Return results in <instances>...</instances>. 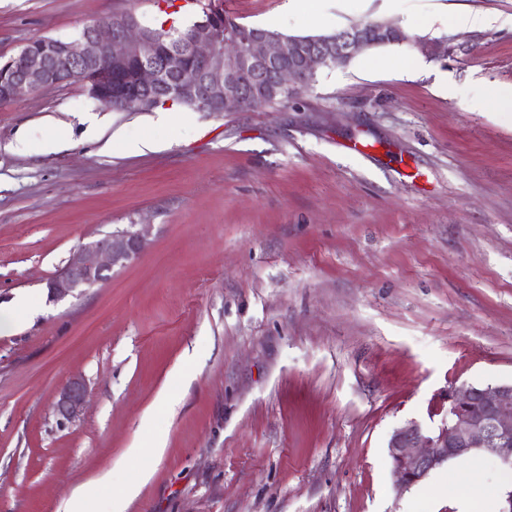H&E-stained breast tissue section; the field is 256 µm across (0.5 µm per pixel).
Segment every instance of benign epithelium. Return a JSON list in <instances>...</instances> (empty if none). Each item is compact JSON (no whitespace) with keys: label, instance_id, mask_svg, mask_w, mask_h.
I'll return each mask as SVG.
<instances>
[{"label":"benign epithelium","instance_id":"obj_1","mask_svg":"<svg viewBox=\"0 0 512 512\" xmlns=\"http://www.w3.org/2000/svg\"><path fill=\"white\" fill-rule=\"evenodd\" d=\"M410 41L401 29L382 22L352 25L331 39L280 38L254 30L244 40L219 47L208 23L192 28L176 46L160 48L136 22L94 25L74 40L46 39L26 47L0 69V99L18 101L46 88L80 82L88 94L115 111L132 102L154 101L172 82L182 95L211 112L255 109L250 88L264 69L274 73L267 91L296 90L317 70L345 63L366 48ZM193 67H188L187 59ZM146 245V230H125L82 245L47 281L49 298L80 296L105 281L116 267L134 261ZM84 380H69L54 412L62 423L75 421L86 403ZM448 404L441 422L429 427L410 421L392 433L389 455L400 486L412 487L444 464L490 454L512 467V382L453 385L440 394Z\"/></svg>","mask_w":512,"mask_h":512}]
</instances>
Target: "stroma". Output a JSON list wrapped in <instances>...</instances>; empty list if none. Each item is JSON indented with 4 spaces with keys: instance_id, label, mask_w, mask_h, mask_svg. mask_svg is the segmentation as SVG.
I'll return each mask as SVG.
<instances>
[{
    "instance_id": "stroma-1",
    "label": "stroma",
    "mask_w": 512,
    "mask_h": 512,
    "mask_svg": "<svg viewBox=\"0 0 512 512\" xmlns=\"http://www.w3.org/2000/svg\"><path fill=\"white\" fill-rule=\"evenodd\" d=\"M208 2L0 0V62L123 14L189 25ZM286 2L222 0L291 36L385 21L455 51L380 46L285 104L188 108L143 155L86 139L77 113L130 138L150 115L81 84L0 104V305L44 308L0 334V512H67L87 481L108 475L106 500L143 471L127 512H451L458 496L482 512L458 462L400 489L387 443L437 423L451 383L512 380V119L470 104L512 85V0H445L500 19L476 29L434 22L432 0H322L315 22ZM49 117L71 126L64 150L9 151ZM130 224L148 231L138 259L49 300L80 245ZM74 377L88 404L62 426L53 404Z\"/></svg>"
}]
</instances>
